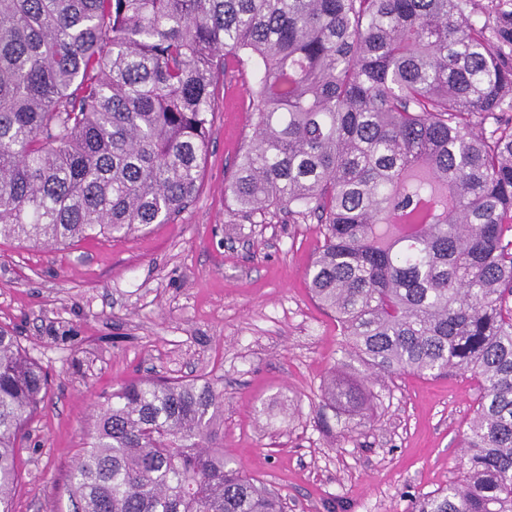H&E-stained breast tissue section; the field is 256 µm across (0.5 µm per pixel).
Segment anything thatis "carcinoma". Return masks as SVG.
I'll return each instance as SVG.
<instances>
[{
    "label": "carcinoma",
    "mask_w": 512,
    "mask_h": 512,
    "mask_svg": "<svg viewBox=\"0 0 512 512\" xmlns=\"http://www.w3.org/2000/svg\"><path fill=\"white\" fill-rule=\"evenodd\" d=\"M0 0V239L70 247L195 200L224 54L255 66L225 191L317 220L308 271L353 381L476 383L462 479L412 512H512V0ZM48 376L0 328V512ZM223 394L144 378L90 418L70 512H285L224 455Z\"/></svg>",
    "instance_id": "obj_1"
}]
</instances>
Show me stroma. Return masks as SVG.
Instances as JSON below:
<instances>
[{
  "instance_id": "stroma-1",
  "label": "stroma",
  "mask_w": 512,
  "mask_h": 512,
  "mask_svg": "<svg viewBox=\"0 0 512 512\" xmlns=\"http://www.w3.org/2000/svg\"><path fill=\"white\" fill-rule=\"evenodd\" d=\"M253 84L247 56H225L199 194L173 222L69 248L0 240V326L49 374L12 512H67L94 407L142 377L213 382L225 452L286 512H411L461 478L469 375L404 373L360 407L323 408L329 372L352 359L308 289L318 226L243 213L224 190L253 135Z\"/></svg>"
}]
</instances>
